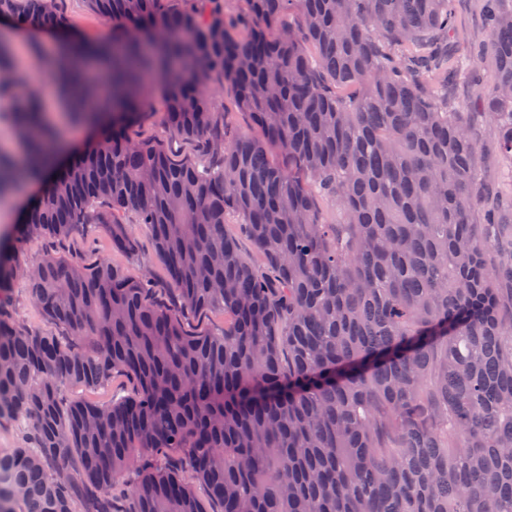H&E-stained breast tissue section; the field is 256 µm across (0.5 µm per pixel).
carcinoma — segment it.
Segmentation results:
<instances>
[{
	"instance_id": "1",
	"label": "carcinoma",
	"mask_w": 512,
	"mask_h": 512,
	"mask_svg": "<svg viewBox=\"0 0 512 512\" xmlns=\"http://www.w3.org/2000/svg\"><path fill=\"white\" fill-rule=\"evenodd\" d=\"M90 2L112 32L64 47L102 63L67 74L96 135L63 164L0 30V101L28 148H0V203L48 179L0 243V423L21 433L0 453V512H201L193 483L221 512H512V198L480 178L483 144L448 97L469 66L448 51L450 0H241L231 20L223 0ZM0 16L67 30L57 0H0ZM485 24L497 85L471 103L512 159V0H486ZM214 76L258 134L228 132ZM156 99L204 160L128 138ZM130 215L175 309L108 262L25 258L80 224L133 255ZM19 273L92 350L17 319ZM209 311L222 333L185 329ZM116 373L132 395L66 394Z\"/></svg>"
}]
</instances>
